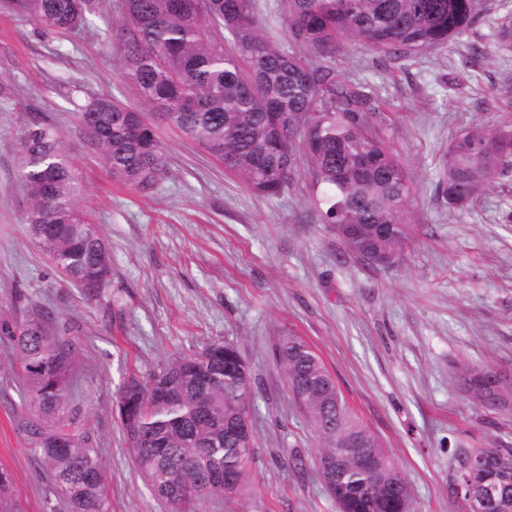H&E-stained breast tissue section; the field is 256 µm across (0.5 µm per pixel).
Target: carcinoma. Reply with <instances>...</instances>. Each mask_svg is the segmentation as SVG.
I'll list each match as a JSON object with an SVG mask.
<instances>
[{
    "mask_svg": "<svg viewBox=\"0 0 512 512\" xmlns=\"http://www.w3.org/2000/svg\"><path fill=\"white\" fill-rule=\"evenodd\" d=\"M19 11L56 33L92 23L93 0L80 13L71 0H16ZM112 23L123 77L140 100L161 108L172 128L224 162L259 196H278L303 171L315 191L321 221L362 254L400 253L412 238L414 183L382 120L375 89L343 79L324 63L340 45L404 62L475 34L482 0H277L287 30L283 44L256 17L257 0H120ZM494 35L512 52V20ZM140 112L96 97L76 112L112 177L152 188L167 172L155 132L133 133ZM512 121L457 132L441 163L437 193L448 208L470 192V204L512 166ZM27 195L24 221L38 247L88 298L102 290L86 271L99 258L101 234L82 207L83 188L55 126L26 120L19 137ZM0 338L21 360L25 386L19 426L50 492L67 512H108L105 472L90 432L63 428L79 344L53 310H15L0 317ZM288 389L324 442L317 462L337 460L328 494L346 512H409L410 489L380 440L349 410L322 358L302 337L276 346ZM477 401L502 405L497 380L482 375ZM248 367L237 348L213 342L175 357L121 388L117 407L133 460L149 492L170 512H195L216 474L232 476L228 496L250 487L253 437L230 430L251 413ZM355 443L378 456L361 467ZM488 475L512 503V448L492 449ZM0 512H21L11 475L0 471Z\"/></svg>",
    "mask_w": 512,
    "mask_h": 512,
    "instance_id": "1",
    "label": "carcinoma"
}]
</instances>
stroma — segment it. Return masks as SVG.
I'll return each instance as SVG.
<instances>
[{
  "label": "stroma",
  "mask_w": 512,
  "mask_h": 512,
  "mask_svg": "<svg viewBox=\"0 0 512 512\" xmlns=\"http://www.w3.org/2000/svg\"><path fill=\"white\" fill-rule=\"evenodd\" d=\"M115 0H95L91 27L45 31L0 0V311L15 301L50 307L82 349L68 414L89 428L108 478L109 512H168L142 484L117 416L119 391L215 341L236 346L252 377L257 456L244 496L209 497L196 512H338L314 460L322 443L276 362L279 336L305 339L350 409L395 461L411 512H467L451 493L458 459L512 447V172L476 203L448 209L436 193L443 154L458 130L512 118V53L494 23L512 0H486L475 42L459 40L415 64H382L342 48L330 64L386 102L385 120L418 189L412 240L396 264L371 270L320 223L306 176L283 195L253 194L163 115L141 106L107 33ZM477 71L462 69L471 49ZM108 95L142 108L164 144L158 188L120 183L75 117ZM28 117L53 123L83 182L111 257V286L87 299L32 240L24 222L18 134ZM495 375L507 403L489 410L460 375ZM20 358L0 340V468L24 512H47L48 485L17 427ZM303 471L293 467L295 460Z\"/></svg>",
  "instance_id": "1"
}]
</instances>
